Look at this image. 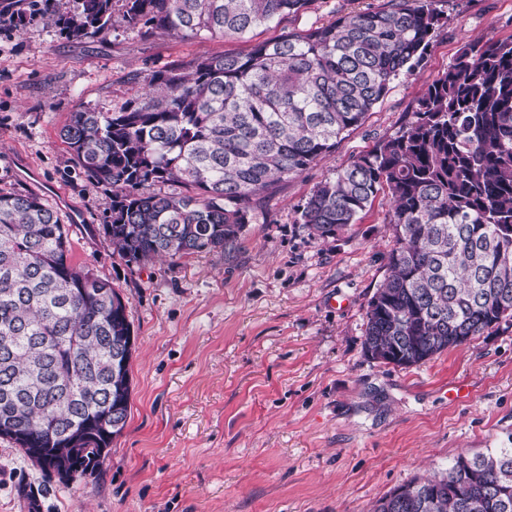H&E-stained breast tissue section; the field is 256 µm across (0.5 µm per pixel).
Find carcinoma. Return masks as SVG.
<instances>
[{
  "label": "carcinoma",
  "instance_id": "carcinoma-1",
  "mask_svg": "<svg viewBox=\"0 0 512 512\" xmlns=\"http://www.w3.org/2000/svg\"><path fill=\"white\" fill-rule=\"evenodd\" d=\"M47 2L31 7L69 38L112 28L113 0L62 14ZM312 2L121 0L130 28L202 41L243 38ZM439 2L389 0L246 53L170 64L117 110L70 113L60 138L93 184L112 188L113 250L137 266L235 253L256 202L331 155L421 63ZM381 193L394 246L368 304L366 354L411 367L512 326V37L467 44L395 136L315 186L301 224L334 238ZM70 253L54 207L0 195V437L44 475L25 491L31 512L53 472L96 474L130 411L126 303ZM402 489L370 512H512V447L460 453Z\"/></svg>",
  "mask_w": 512,
  "mask_h": 512
}]
</instances>
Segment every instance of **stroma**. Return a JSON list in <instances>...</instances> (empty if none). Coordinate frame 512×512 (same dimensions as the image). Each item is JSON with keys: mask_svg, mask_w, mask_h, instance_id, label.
<instances>
[{"mask_svg": "<svg viewBox=\"0 0 512 512\" xmlns=\"http://www.w3.org/2000/svg\"><path fill=\"white\" fill-rule=\"evenodd\" d=\"M387 0H312L249 39L146 36L112 13L104 37L73 40L38 16L0 21V194L58 210L74 264L110 281L135 336L127 425L95 475L50 487L41 512H369L461 452L512 446V327L401 368L368 357V303L393 238L388 201L320 242L299 207L324 178L394 136L417 94L477 37L512 36V0H441L420 65L399 76L326 159L278 183L227 257L128 265L102 226L112 190L90 183L60 128L77 108L115 110L171 63L332 22ZM41 472L0 438V512Z\"/></svg>", "mask_w": 512, "mask_h": 512, "instance_id": "35a3bbf8", "label": "stroma"}]
</instances>
